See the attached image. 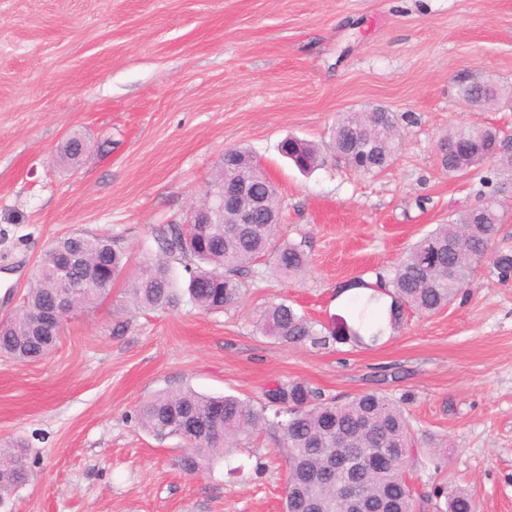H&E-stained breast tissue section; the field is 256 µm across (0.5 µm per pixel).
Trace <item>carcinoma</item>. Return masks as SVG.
Instances as JSON below:
<instances>
[{"mask_svg":"<svg viewBox=\"0 0 512 512\" xmlns=\"http://www.w3.org/2000/svg\"><path fill=\"white\" fill-rule=\"evenodd\" d=\"M459 95L466 99L480 95L508 100L512 91L493 82H465ZM397 122L393 113L349 112L339 116L332 129L336 162L361 174H376L391 164L395 153ZM451 136L458 155L438 153L442 168L452 176H479V182L512 175V148L502 142L496 128L461 125ZM86 151L80 137H70L62 149V159L74 164ZM280 151L292 156L293 164L304 172L320 165V148L307 140L286 138ZM254 157L246 149L235 148L225 155L207 195L217 194L224 181L244 177L258 199L267 200L270 212L279 215L278 189L264 174L254 170ZM234 215L224 212L222 224H172L161 241L162 251L197 261L186 294L201 310H223L237 304L246 290L243 268L270 255L277 270L297 275L308 265L302 245L285 242L279 224H234ZM503 214L496 195L483 198L448 223L438 225L417 241L394 266L390 275L379 278L377 287L392 289L387 316L372 320L369 307L377 300L369 296L358 312L357 322L330 327L316 324L285 302L266 307L258 329L264 336L283 344L308 343L313 347L331 341L357 344L375 343L386 329L400 328L404 308L430 314L448 305L464 288L471 286L476 269L491 266L501 281L512 278V250L496 246ZM83 247V268L73 270L70 280L81 282L87 273L104 279L88 286L76 305L90 307L104 298L119 280L129 258L115 249L104 236L75 235L56 240L37 266L35 283L23 304L6 323L0 325V354L16 361L41 359L55 348L59 335L40 336L36 332L38 314L49 309L63 289V282L50 275L61 253L72 240ZM126 302L141 310H159L178 304L167 261L162 257L141 262L139 274L124 288ZM136 420L157 438L176 436L184 443L177 459L186 473H196L219 459L228 457L239 437L259 428L270 429L280 438L286 464L283 512H349L342 498V486L354 483L364 512H413L414 490L407 471L420 448H438L425 435H418L402 402L371 392L354 397L327 398L317 388L293 381L264 392V402L225 395L205 396L190 388L160 391L144 400L136 410ZM346 447H338V438ZM356 456V467L333 480L326 471L340 460ZM23 445L0 451V507L28 481L32 466ZM445 498L437 512H476L474 493L456 488L451 493L436 490Z\"/></svg>","mask_w":512,"mask_h":512,"instance_id":"1","label":"carcinoma"}]
</instances>
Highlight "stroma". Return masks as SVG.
Here are the masks:
<instances>
[{
  "label": "stroma",
  "mask_w": 512,
  "mask_h": 512,
  "mask_svg": "<svg viewBox=\"0 0 512 512\" xmlns=\"http://www.w3.org/2000/svg\"><path fill=\"white\" fill-rule=\"evenodd\" d=\"M466 78L512 86V0H0V319L56 239L158 256L161 230L186 223L234 147L276 183L281 235L308 255L288 278L253 264L223 311H128L118 282L69 314L46 358L0 357V448L22 440L36 460L12 512H281L268 431L186 474L179 439L135 413L162 390L257 402L289 381L403 399L419 433L448 443L421 453L419 474L473 489L477 512H512V281L480 267L448 307L405 312L368 345H284L256 328L279 302L355 321L378 275L479 203L437 144L459 124L512 132V109L467 107ZM378 106L399 125L380 174L331 158L304 174L279 152L290 135L328 149L341 113ZM74 134L88 148L71 166L60 150Z\"/></svg>",
  "instance_id": "1"
}]
</instances>
